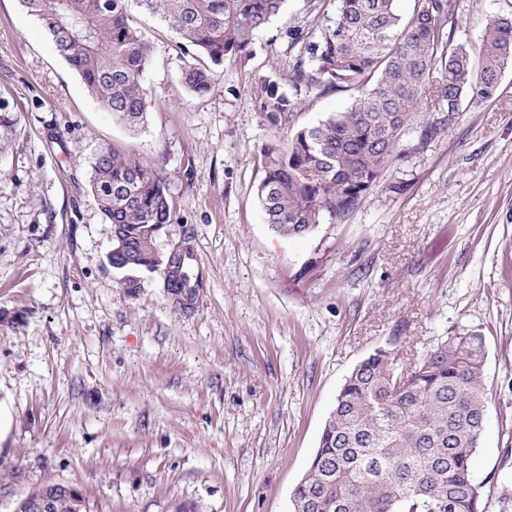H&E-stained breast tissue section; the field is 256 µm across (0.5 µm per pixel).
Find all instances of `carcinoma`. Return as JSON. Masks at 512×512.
I'll return each mask as SVG.
<instances>
[{
  "label": "carcinoma",
  "instance_id": "obj_1",
  "mask_svg": "<svg viewBox=\"0 0 512 512\" xmlns=\"http://www.w3.org/2000/svg\"><path fill=\"white\" fill-rule=\"evenodd\" d=\"M128 0H19L52 37L89 94L131 129L145 123L149 101L140 76L151 45L128 14ZM180 39L194 63L183 86L207 94L228 56L249 53L254 33L280 14L284 0H135ZM332 14L310 5L314 24L289 30L298 47L288 66L293 98L264 86L276 123L290 119L292 99L350 95L352 104L286 143L262 151L257 197L267 224L283 237L309 234L325 219L358 207L384 170L404 156L403 135L424 150L459 112L464 94L492 98L512 66V16L490 19L478 49L457 37L454 0H414L401 15L395 0H333ZM441 79L432 81L434 69ZM432 97L448 116L416 123ZM91 192L108 224H120L136 259L157 253L171 205L151 167L111 147L93 164ZM186 256L168 257V287L187 286ZM485 340L450 336L408 370L377 350L346 378L326 422L294 512H483L471 473L488 409ZM80 494L56 497L53 512H84Z\"/></svg>",
  "mask_w": 512,
  "mask_h": 512
}]
</instances>
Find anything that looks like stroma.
Wrapping results in <instances>:
<instances>
[{
    "instance_id": "1",
    "label": "stroma",
    "mask_w": 512,
    "mask_h": 512,
    "mask_svg": "<svg viewBox=\"0 0 512 512\" xmlns=\"http://www.w3.org/2000/svg\"><path fill=\"white\" fill-rule=\"evenodd\" d=\"M286 0L207 95L156 16L150 108L133 132L86 91L19 0H0V512L48 484L87 512H293L336 395L374 350L408 366L447 337L484 335L489 405L471 461L485 512H512V68L464 98L425 151L392 163L343 220L302 237L268 226L261 150L351 102L307 98L273 125L265 82L288 87ZM477 45L512 0H457ZM112 147L152 166L172 205L157 247L189 251L192 304L166 265L120 271L91 165Z\"/></svg>"
}]
</instances>
